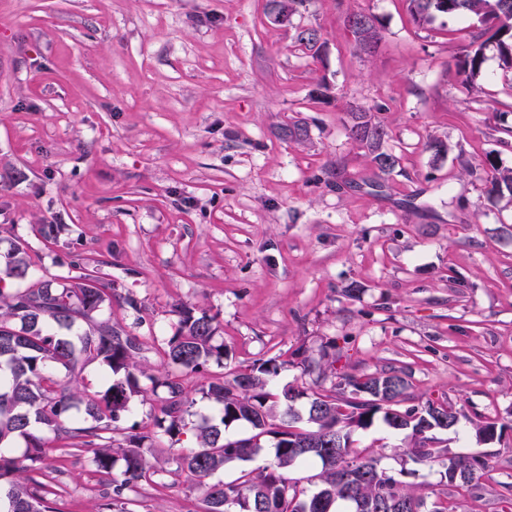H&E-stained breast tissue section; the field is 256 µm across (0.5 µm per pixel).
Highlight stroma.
<instances>
[{
    "label": "stroma",
    "instance_id": "35a3bbf8",
    "mask_svg": "<svg viewBox=\"0 0 512 512\" xmlns=\"http://www.w3.org/2000/svg\"><path fill=\"white\" fill-rule=\"evenodd\" d=\"M267 0H0V228L26 240L41 276L73 255L112 290L101 318L144 342L165 372L159 340L176 310L214 316L224 339L217 377L287 354L278 385L313 387L302 360L343 373L401 371L414 399L448 398L465 413L443 435L452 452L484 455L475 485L449 486L459 512H512V198L488 202L463 174L512 168V69L494 41L478 75L457 58L472 20L414 25L405 0H309L290 24ZM380 21L377 53L355 46L344 9ZM319 29L320 57L294 44ZM381 108L401 175L377 193L346 131L345 105ZM306 119L296 146L277 125ZM448 152L433 161L430 138ZM345 164L357 187L322 176ZM415 195L416 209L402 208ZM58 227L44 242L40 225ZM359 283L357 297L345 295ZM203 376V377H206ZM203 377H187L195 411ZM497 420L479 441L471 426ZM407 482L433 470L400 465L407 431L383 424L355 436ZM42 473L64 490L59 512H92L105 487L81 455L48 451ZM184 480L164 494L138 484L130 512H192Z\"/></svg>",
    "mask_w": 512,
    "mask_h": 512
}]
</instances>
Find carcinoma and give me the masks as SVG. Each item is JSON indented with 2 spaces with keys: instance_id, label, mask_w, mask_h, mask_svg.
<instances>
[{
  "instance_id": "obj_1",
  "label": "carcinoma",
  "mask_w": 512,
  "mask_h": 512,
  "mask_svg": "<svg viewBox=\"0 0 512 512\" xmlns=\"http://www.w3.org/2000/svg\"><path fill=\"white\" fill-rule=\"evenodd\" d=\"M413 21L431 22L439 14L477 19V38L497 41L504 60L512 64V0H405ZM371 13L349 11L344 26L355 46L366 51L379 44L381 29ZM296 46L313 57L323 49L319 29L295 32ZM483 61L482 47L469 46L457 62L456 74L474 76ZM349 137L362 150L368 166L387 178L401 167V157L385 147L390 131L379 117L380 108L350 106ZM283 136L296 144L308 138L301 119L280 125ZM486 192L494 202L503 191L512 194V169L495 170L486 178ZM0 277V512H58L52 490L36 480L33 463L42 460L52 441L76 453H86L107 487L96 512H128L126 491L144 482L156 490L169 486L163 477H183L203 493L198 512H299L300 502L318 496L309 512H458L440 491L432 502L421 486L407 483L381 465V457L353 446L352 436L378 423L396 431H410L412 441L401 460L440 467L438 485L469 486L489 467L483 455H462L441 445L435 432L463 416L448 400H420L410 406L409 383L399 373L343 374L330 388L307 393L274 379L285 361L272 357L242 367L228 378H214L201 388L203 397L220 407L219 421L202 420L192 427L193 447H175L187 430L186 416L194 401L184 377L204 373L211 361L224 360V345L215 344L217 326L193 306L177 310L173 336L160 347L176 374L157 375L142 362L143 343L125 329L95 315L112 305V289L99 272L86 268L79 257L70 267L76 274L32 281L35 263L28 243L10 240L3 254ZM99 363L120 378L105 390L88 394L73 373L80 365ZM66 369L62 377L50 373ZM149 380L152 393L163 389L161 416L154 430L123 427L132 398L143 393ZM306 402H301V399ZM246 424L253 434L230 438L226 430ZM168 438L170 454L160 459L157 441ZM26 441L30 454L14 457L9 444ZM274 449L273 458L256 468L247 464ZM241 466L234 480L215 479L228 466ZM317 465L309 486L288 477L295 467Z\"/></svg>"
}]
</instances>
